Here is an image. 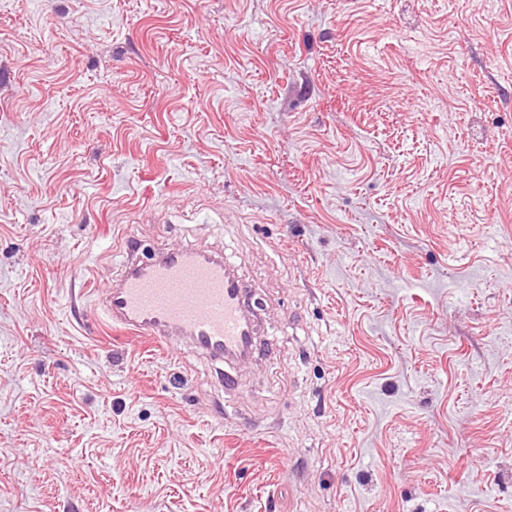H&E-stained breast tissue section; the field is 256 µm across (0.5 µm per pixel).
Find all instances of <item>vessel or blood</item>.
<instances>
[{"instance_id":"vessel-or-blood-1","label":"vessel or blood","mask_w":512,"mask_h":512,"mask_svg":"<svg viewBox=\"0 0 512 512\" xmlns=\"http://www.w3.org/2000/svg\"><path fill=\"white\" fill-rule=\"evenodd\" d=\"M134 236L119 251L122 274L101 301L113 329L155 342H185L214 359L247 355L255 325L249 290L222 254L206 248H167L140 256Z\"/></svg>"}]
</instances>
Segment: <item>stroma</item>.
<instances>
[{
  "label": "stroma",
  "instance_id": "1",
  "mask_svg": "<svg viewBox=\"0 0 512 512\" xmlns=\"http://www.w3.org/2000/svg\"><path fill=\"white\" fill-rule=\"evenodd\" d=\"M130 231L248 359L103 324ZM0 512H512V0H0Z\"/></svg>",
  "mask_w": 512,
  "mask_h": 512
}]
</instances>
